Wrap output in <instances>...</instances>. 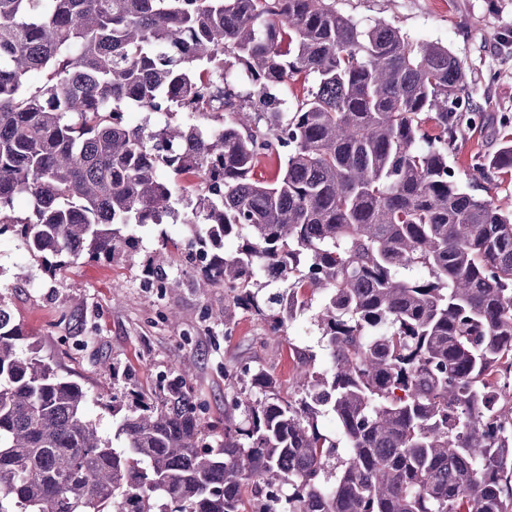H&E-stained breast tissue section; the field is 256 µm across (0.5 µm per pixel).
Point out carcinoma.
<instances>
[{"mask_svg":"<svg viewBox=\"0 0 512 512\" xmlns=\"http://www.w3.org/2000/svg\"><path fill=\"white\" fill-rule=\"evenodd\" d=\"M481 118L448 48L335 0H0V237L55 277L169 219L224 338L323 294L329 360L286 393L224 370L208 423L180 360L112 393L110 440L0 303V512H512V210L448 166ZM473 171L511 173L512 132Z\"/></svg>","mask_w":512,"mask_h":512,"instance_id":"1","label":"carcinoma"}]
</instances>
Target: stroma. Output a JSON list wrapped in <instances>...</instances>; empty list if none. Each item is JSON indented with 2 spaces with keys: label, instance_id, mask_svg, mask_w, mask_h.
Wrapping results in <instances>:
<instances>
[{
  "label": "stroma",
  "instance_id": "1",
  "mask_svg": "<svg viewBox=\"0 0 512 512\" xmlns=\"http://www.w3.org/2000/svg\"><path fill=\"white\" fill-rule=\"evenodd\" d=\"M336 7L363 24L383 20L414 41L448 47L461 60L485 119L459 135L448 163L467 192L511 210L512 178L475 176L472 158L497 149L503 135L498 118L512 117V0H336ZM139 235L137 253L112 262L81 258L55 279L17 239L0 238V301L60 375L108 401L121 384L103 362L125 368L131 383L146 388L160 370L188 355L194 361L190 384L206 416L218 418L224 414L225 367L261 365L285 385L300 350L326 368L313 312L290 322L280 338L242 314L232 339H225L227 297L220 286L195 288L196 268L180 248L184 226L152 225ZM163 237L169 247H161ZM151 258L180 277L182 287L162 295L144 287L142 266ZM171 309L179 315L173 323L166 319Z\"/></svg>",
  "mask_w": 512,
  "mask_h": 512
}]
</instances>
